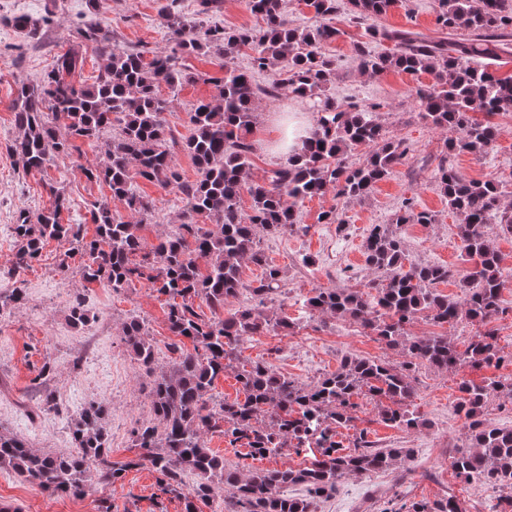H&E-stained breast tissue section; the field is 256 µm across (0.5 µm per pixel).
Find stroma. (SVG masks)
I'll return each instance as SVG.
<instances>
[{"mask_svg": "<svg viewBox=\"0 0 512 512\" xmlns=\"http://www.w3.org/2000/svg\"><path fill=\"white\" fill-rule=\"evenodd\" d=\"M169 3L185 19H197L198 0H98L93 9L87 0H0V289L18 280L26 294L24 304L0 312V430L11 431L44 452L74 450L69 422L86 403L98 400L111 409L107 428L113 458L134 457L131 432L150 418V379L127 352L122 325L131 317L144 319L162 363L170 357L168 345L173 336L168 329L167 296L158 294L145 281L118 292L100 283L85 282L80 271L82 259L77 255L65 258L66 244L49 241L38 260L23 275H15L17 243L9 227L19 215L33 218L49 208L50 188H58L66 197L64 223L81 225L89 235L94 232L90 205L109 194L106 185L89 182L79 170L80 164L101 159L103 143L97 139L79 141L78 157L57 156L39 171L22 168L12 150L17 136L11 110L16 84L39 81L51 71L56 57L75 43L77 28L91 23L106 27L120 48H166L161 8ZM338 4L332 24L339 34L325 46L336 59L333 94L341 104H378V122L388 136L402 141L407 153L404 162L365 198L350 200L328 190L301 206L300 230L260 237L268 264L283 274L282 294L268 309L288 318L294 329L287 335L271 331L249 338L241 347V358L263 362L304 386L336 371L347 357L394 365L402 362L400 350L387 347L360 324L326 315L310 316L304 301L314 288L360 287L372 280L373 273L365 263V238L371 225L391 223L404 200H413L417 209L435 217L431 224L402 226L404 266L435 264L469 270L457 235L458 218L449 210L435 178L443 158H450L465 178L502 180L506 185L504 200L512 204V112L496 116L499 136L487 154L449 155V132L421 120L412 95L417 85L431 83V76L414 77L394 70L362 73L353 45L369 42V25L352 20L348 0H338ZM436 11V0H397L376 23L436 38L440 35ZM17 16L39 25L40 39H30L14 28L12 20ZM250 56V50L244 48L227 59L213 55L184 58L188 70L208 74L209 80L184 85L175 93L161 88V95L170 101L164 118L176 140L188 135L189 114L195 104L216 98L215 80L223 76L224 63L229 61L246 70ZM289 110L302 113L307 122L315 120L308 101L288 94L259 100L251 135V179L263 180L270 170L287 162V155L276 152L274 146L281 135L280 116ZM133 184L154 201L152 217L141 229L146 242L173 232L182 213L175 190L139 178ZM333 208L338 210L342 225L320 223V213ZM78 296L92 318L77 328L68 316ZM501 306L504 313L494 323L503 357L500 366H464L453 372L425 366L416 370L413 407L428 419L429 429L409 432L387 425L378 416V401L359 396L353 428L340 431L343 440L351 441L354 430L365 428L379 447L408 448L412 457L401 468L342 478L330 496L316 503L315 512H381L391 499L431 502L449 496L464 512H504V493L461 481L450 466L457 449L467 444L464 420L455 409L460 384L512 377V288L503 290ZM46 363L55 369L51 389L56 406L40 410L32 380ZM208 445L244 474L284 466L302 468L311 462L310 457L286 449L275 456L254 459L245 449L227 447L219 435L210 436ZM156 491V475L147 466L126 472L114 483H93L80 497L40 489L14 471L1 470L0 512H102L106 507L112 512H157Z\"/></svg>", "mask_w": 512, "mask_h": 512, "instance_id": "35a3bbf8", "label": "stroma"}]
</instances>
